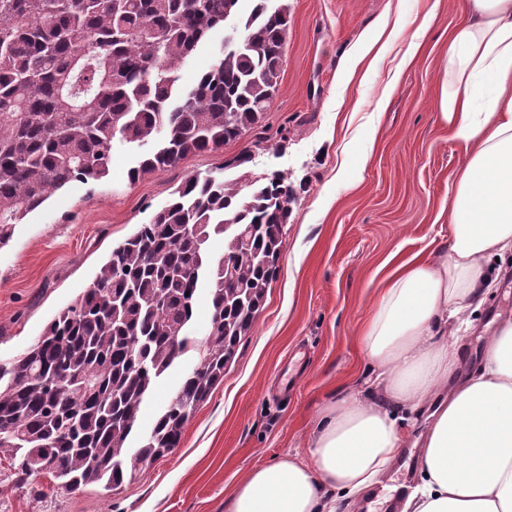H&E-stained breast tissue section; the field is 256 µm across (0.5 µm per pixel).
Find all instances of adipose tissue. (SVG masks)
Instances as JSON below:
<instances>
[{
    "instance_id": "adipose-tissue-1",
    "label": "adipose tissue",
    "mask_w": 512,
    "mask_h": 512,
    "mask_svg": "<svg viewBox=\"0 0 512 512\" xmlns=\"http://www.w3.org/2000/svg\"><path fill=\"white\" fill-rule=\"evenodd\" d=\"M440 116L465 161L453 174L447 244L416 253L383 279L360 333L373 400L324 406L307 455L253 469L227 512H339L396 465L403 410L423 419L420 477L402 512H512V320L466 369L452 340L492 284L491 262L512 251V0H467L448 34Z\"/></svg>"
}]
</instances>
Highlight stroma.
<instances>
[{
  "label": "stroma",
  "mask_w": 512,
  "mask_h": 512,
  "mask_svg": "<svg viewBox=\"0 0 512 512\" xmlns=\"http://www.w3.org/2000/svg\"><path fill=\"white\" fill-rule=\"evenodd\" d=\"M281 89L260 126L223 153L187 155L132 183L133 150L118 145L108 176L72 183L17 225L0 248V361L32 345L47 323L92 283L113 245L153 214L188 177L249 151V170L287 173L295 200L279 275L263 311L179 448L114 492L57 488L29 479L0 452V512H225L252 469L306 454L318 411L362 389L369 365L359 330L384 276L400 260L448 239L452 176L464 157L440 120L436 86L449 30L465 0H439L424 34L383 23L419 17L432 0H286ZM420 48L400 61L411 42ZM390 97L378 107L382 92ZM472 327L458 336L469 364L484 338L512 318V255ZM417 449H404L373 512H401L417 479Z\"/></svg>",
  "instance_id": "obj_1"
}]
</instances>
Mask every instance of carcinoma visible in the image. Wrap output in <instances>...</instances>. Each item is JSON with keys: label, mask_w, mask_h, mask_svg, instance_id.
Here are the masks:
<instances>
[{"label": "carcinoma", "mask_w": 512, "mask_h": 512, "mask_svg": "<svg viewBox=\"0 0 512 512\" xmlns=\"http://www.w3.org/2000/svg\"><path fill=\"white\" fill-rule=\"evenodd\" d=\"M240 2L0 0V249L55 192L106 177L117 140L155 142L128 170L135 183L258 126L283 81L286 6L251 0L242 43L179 85L186 59ZM293 201L280 172L188 178L32 346L0 363V450L29 476L113 492L178 448L264 308ZM203 287L211 316L198 339L188 327ZM177 349L195 365L142 439Z\"/></svg>", "instance_id": "obj_1"}]
</instances>
